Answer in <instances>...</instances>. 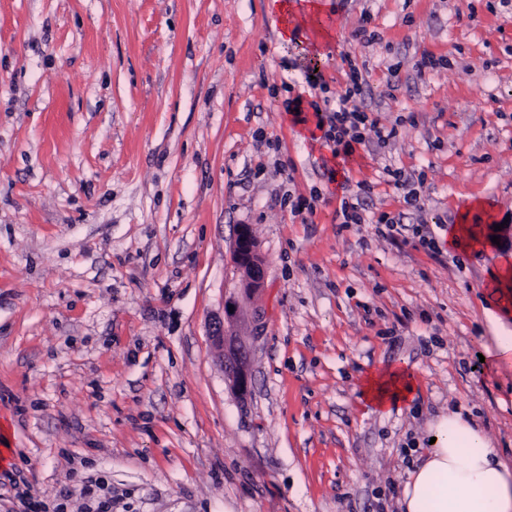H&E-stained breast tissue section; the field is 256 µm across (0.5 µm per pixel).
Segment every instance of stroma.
Returning <instances> with one entry per match:
<instances>
[{
  "mask_svg": "<svg viewBox=\"0 0 512 512\" xmlns=\"http://www.w3.org/2000/svg\"><path fill=\"white\" fill-rule=\"evenodd\" d=\"M330 88L396 126L347 164L296 122L308 27L272 0H0V512L21 472L53 504L101 477L112 512H401L412 462L457 412L512 468V370L478 368L512 241V5L320 0ZM443 66L418 72L422 55ZM422 176L407 211L381 178ZM372 185L367 223L342 199ZM484 208L469 211L471 198ZM480 245L449 249L462 212ZM403 215L391 237L380 213ZM249 226L265 285L241 290ZM433 239L428 249L422 238ZM246 394L211 324L229 298ZM410 373L378 410L361 380ZM415 389L412 375L400 369H380L361 380L363 398L380 409L395 402H409Z\"/></svg>",
  "mask_w": 512,
  "mask_h": 512,
  "instance_id": "1",
  "label": "stroma"
}]
</instances>
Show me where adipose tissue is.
I'll list each match as a JSON object with an SVG mask.
<instances>
[{
	"label": "adipose tissue",
	"mask_w": 512,
	"mask_h": 512,
	"mask_svg": "<svg viewBox=\"0 0 512 512\" xmlns=\"http://www.w3.org/2000/svg\"><path fill=\"white\" fill-rule=\"evenodd\" d=\"M412 375L380 369L361 380L363 398L377 408L409 402ZM435 441L402 490L404 512H512V469L484 434L453 413L440 417Z\"/></svg>",
	"instance_id": "1"
}]
</instances>
